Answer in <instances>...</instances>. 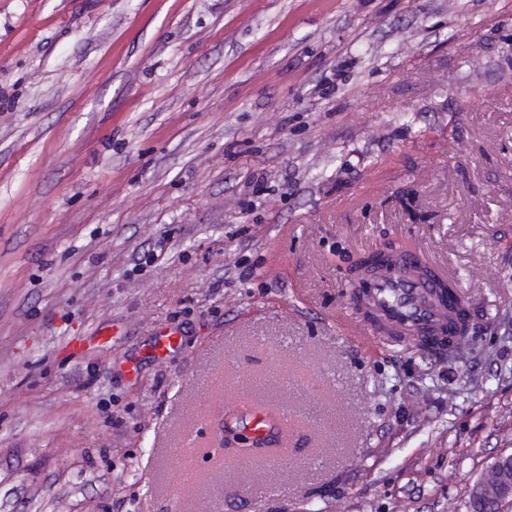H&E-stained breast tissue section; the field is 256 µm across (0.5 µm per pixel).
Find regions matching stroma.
<instances>
[{
  "mask_svg": "<svg viewBox=\"0 0 512 512\" xmlns=\"http://www.w3.org/2000/svg\"><path fill=\"white\" fill-rule=\"evenodd\" d=\"M403 243L468 360L347 325ZM255 399L287 454L215 453ZM502 453L512 0H0V512H466Z\"/></svg>",
  "mask_w": 512,
  "mask_h": 512,
  "instance_id": "35a3bbf8",
  "label": "stroma"
}]
</instances>
